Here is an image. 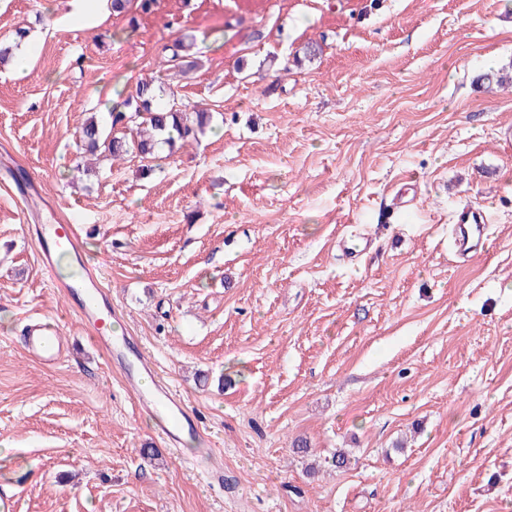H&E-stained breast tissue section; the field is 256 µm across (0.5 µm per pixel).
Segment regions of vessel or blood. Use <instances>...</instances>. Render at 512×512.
Here are the masks:
<instances>
[{
	"label": "vessel or blood",
	"mask_w": 512,
	"mask_h": 512,
	"mask_svg": "<svg viewBox=\"0 0 512 512\" xmlns=\"http://www.w3.org/2000/svg\"><path fill=\"white\" fill-rule=\"evenodd\" d=\"M36 188L28 185L18 190L17 203L24 222H37L40 264L53 288L71 300L73 311L86 327L91 342L108 355H116L114 338L110 330L119 310L112 304V295L104 284L100 268L85 266L82 262L79 235L72 224L40 223L35 200ZM453 241L457 258L466 260L473 254L487 251L490 239L485 236L487 216L471 205L459 207L454 215ZM68 253L76 272L62 277L57 269L60 253ZM25 351L43 365L55 366L62 358L65 345L57 325L42 318L30 320L25 326ZM125 377L131 388L138 410L155 413L158 436L170 447H177L184 438L200 431L193 410L181 393L157 375L150 355L136 354L135 366L126 370Z\"/></svg>",
	"instance_id": "b4317fda"
}]
</instances>
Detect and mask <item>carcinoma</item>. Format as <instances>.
<instances>
[{
  "label": "carcinoma",
  "instance_id": "carcinoma-1",
  "mask_svg": "<svg viewBox=\"0 0 512 512\" xmlns=\"http://www.w3.org/2000/svg\"><path fill=\"white\" fill-rule=\"evenodd\" d=\"M171 61L176 65L189 64L191 44L178 39L168 46ZM122 105L129 111L122 113L128 123L144 129V135L128 139L124 131H118L119 116L112 118V128L105 130L97 116H90L79 130L80 149L85 153L100 154L111 160L122 158L129 152H137L146 158L155 154L161 144L174 148L179 141H189L205 133L211 116L207 112L190 111L175 101L160 106L155 104L152 84L141 83L136 96H127Z\"/></svg>",
  "mask_w": 512,
  "mask_h": 512
}]
</instances>
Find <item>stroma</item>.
Segmentation results:
<instances>
[{"mask_svg":"<svg viewBox=\"0 0 512 512\" xmlns=\"http://www.w3.org/2000/svg\"><path fill=\"white\" fill-rule=\"evenodd\" d=\"M129 18L0 0V167L78 225L203 434L157 437L0 189L16 512H512V87L480 80L512 62V0H154ZM181 37L184 77L165 50ZM142 79L210 128L146 160L84 157L81 123L110 126ZM464 204L491 224L466 262L449 247ZM35 316L69 347L56 366L24 352Z\"/></svg>","mask_w":512,"mask_h":512,"instance_id":"1","label":"stroma"}]
</instances>
